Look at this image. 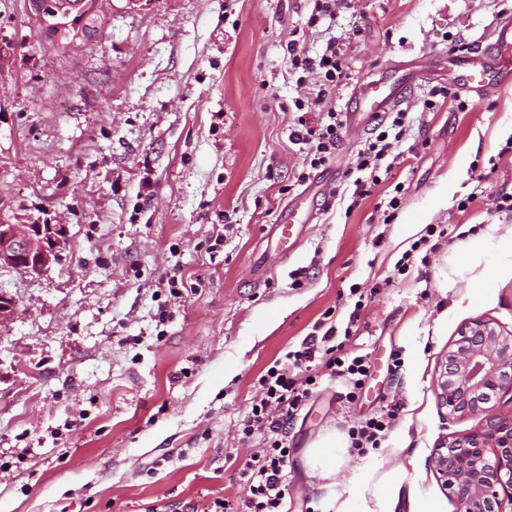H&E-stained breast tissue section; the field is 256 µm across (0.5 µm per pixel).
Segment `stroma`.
<instances>
[{
	"label": "stroma",
	"instance_id": "35a3bbf8",
	"mask_svg": "<svg viewBox=\"0 0 512 512\" xmlns=\"http://www.w3.org/2000/svg\"><path fill=\"white\" fill-rule=\"evenodd\" d=\"M313 7L112 0L95 41L62 47L34 30L24 0H0L13 48L0 61V195L68 228L43 275L0 270L18 302L0 327V512H221L257 448L239 429L258 377L328 311L371 376L352 402L343 379L322 378L291 419L287 512H459L431 455L482 420L450 419L434 381L465 323L512 332V251L499 244L512 213L495 210L512 192V89L464 90L425 112L449 79L421 78L398 164L356 204L351 170L371 129H343L329 163L309 169L288 139L305 90L285 44L297 34L314 55L345 42L341 112L392 62L429 67L449 40H488L512 0H351L312 26ZM302 192L285 250L273 228ZM411 224L448 236L425 256ZM477 237L480 268L497 277L473 298L477 270L457 256ZM176 266L191 285L178 298ZM394 397L404 408L380 447L351 454L348 427ZM330 435L341 447L327 466L315 448Z\"/></svg>",
	"mask_w": 512,
	"mask_h": 512
}]
</instances>
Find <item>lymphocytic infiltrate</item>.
<instances>
[{"label": "lymphocytic infiltrate", "mask_w": 512, "mask_h": 512, "mask_svg": "<svg viewBox=\"0 0 512 512\" xmlns=\"http://www.w3.org/2000/svg\"><path fill=\"white\" fill-rule=\"evenodd\" d=\"M286 52L292 73L313 80L307 96L294 103L296 117L289 138L292 143L308 146L309 165L315 169L329 161L344 126L341 113L333 110L330 99L345 77V51L339 42L331 41L322 54L312 56L293 38ZM408 125L407 109H398L388 125L377 127L361 144L355 160L360 176L354 181V199L363 198L369 185L378 184L385 159L400 158L399 144ZM337 335L335 319L324 316L298 350L286 352L259 377L260 397L242 423L241 439L246 442L260 438L262 448L239 471L242 500L237 506H225L224 512H283L288 493V423L309 400L321 376L344 379L348 399L357 398L369 376V366L364 357L338 355L334 344ZM402 409V403L394 400L378 416L350 426L352 452L363 455L377 448Z\"/></svg>", "instance_id": "obj_1"}]
</instances>
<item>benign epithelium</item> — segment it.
Masks as SVG:
<instances>
[{
  "instance_id": "obj_1",
  "label": "benign epithelium",
  "mask_w": 512,
  "mask_h": 512,
  "mask_svg": "<svg viewBox=\"0 0 512 512\" xmlns=\"http://www.w3.org/2000/svg\"><path fill=\"white\" fill-rule=\"evenodd\" d=\"M112 0L60 4L56 0H25L28 16L40 31L63 42L73 33V18L85 10L106 11ZM67 243L66 225L46 210L34 215L24 205L0 197V269L29 276L45 273L59 260ZM17 302L0 292V327L14 320ZM512 394V333L476 320L463 326L448 346L435 380L441 407L456 419L484 416L474 430L443 440L433 466L456 500L460 512H506L512 505V413L496 410V398Z\"/></svg>"
}]
</instances>
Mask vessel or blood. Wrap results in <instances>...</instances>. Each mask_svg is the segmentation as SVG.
<instances>
[{"label": "vessel or blood", "mask_w": 512, "mask_h": 512, "mask_svg": "<svg viewBox=\"0 0 512 512\" xmlns=\"http://www.w3.org/2000/svg\"><path fill=\"white\" fill-rule=\"evenodd\" d=\"M462 89L484 95L493 89L512 87V17L497 21L484 48L444 58ZM414 76L406 72L355 87L348 98L345 116L350 126H359L400 108Z\"/></svg>", "instance_id": "vessel-or-blood-1"}]
</instances>
